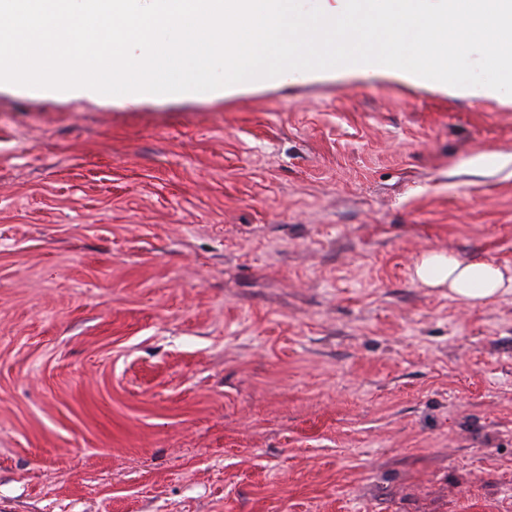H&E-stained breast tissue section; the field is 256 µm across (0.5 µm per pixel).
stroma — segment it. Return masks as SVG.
<instances>
[{
  "label": "stroma",
  "mask_w": 512,
  "mask_h": 512,
  "mask_svg": "<svg viewBox=\"0 0 512 512\" xmlns=\"http://www.w3.org/2000/svg\"><path fill=\"white\" fill-rule=\"evenodd\" d=\"M512 106L397 81L0 92V512H512ZM415 274L426 286L448 288L452 297L469 304L489 302L512 292V276L489 261H463L451 254L430 252L416 265Z\"/></svg>",
  "instance_id": "obj_1"
}]
</instances>
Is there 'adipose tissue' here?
<instances>
[{"label": "adipose tissue", "mask_w": 512, "mask_h": 512, "mask_svg": "<svg viewBox=\"0 0 512 512\" xmlns=\"http://www.w3.org/2000/svg\"><path fill=\"white\" fill-rule=\"evenodd\" d=\"M415 274L426 286L447 289L452 297L469 304L489 302L512 291V276L505 275L500 266L439 252L424 255Z\"/></svg>", "instance_id": "adipose-tissue-1"}]
</instances>
